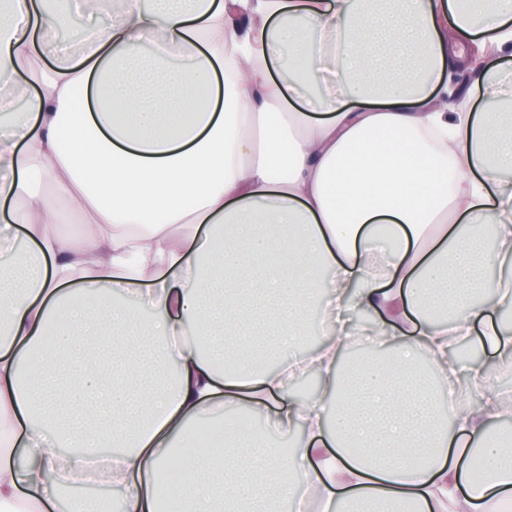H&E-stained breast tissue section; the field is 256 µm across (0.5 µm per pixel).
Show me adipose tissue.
Returning a JSON list of instances; mask_svg holds the SVG:
<instances>
[{
    "mask_svg": "<svg viewBox=\"0 0 512 512\" xmlns=\"http://www.w3.org/2000/svg\"><path fill=\"white\" fill-rule=\"evenodd\" d=\"M109 3L80 0L100 22L72 56L42 0L0 8V103L26 102L0 135V221L26 243L22 271L0 269V512H56L112 446L120 512H157L163 470L182 512H282L300 487L328 512H506L512 437L494 428L512 407L448 349L476 330L512 366V139L497 112L442 100L473 45L498 99L512 0ZM173 57L164 92L132 90ZM65 206L94 232L61 236ZM353 308L390 353L355 387ZM317 309L328 334L303 363L319 391L294 399L289 355ZM463 382L479 393L465 409ZM228 410L299 439L231 430L179 455Z\"/></svg>",
    "mask_w": 512,
    "mask_h": 512,
    "instance_id": "ef3b65f1",
    "label": "adipose tissue"
}]
</instances>
